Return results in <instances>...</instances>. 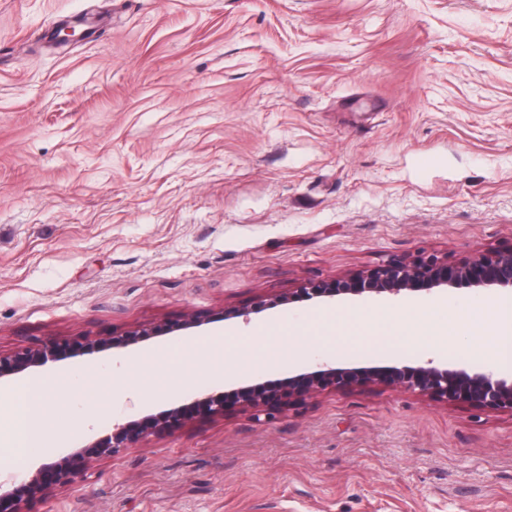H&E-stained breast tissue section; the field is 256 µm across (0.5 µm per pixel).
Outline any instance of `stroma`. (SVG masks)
<instances>
[{"mask_svg":"<svg viewBox=\"0 0 512 512\" xmlns=\"http://www.w3.org/2000/svg\"><path fill=\"white\" fill-rule=\"evenodd\" d=\"M83 16L90 35L47 38ZM511 249L512 0H0V351L173 328L34 369L68 384L0 475L117 423L189 417L29 512H512L510 411L381 384L270 417L202 403L326 363L511 378L512 362L429 344L431 305L464 324L508 290L301 293ZM244 336L266 352L253 370L233 345L219 375L201 359L156 392L136 376L144 355L171 372L186 346Z\"/></svg>","mask_w":512,"mask_h":512,"instance_id":"stroma-1","label":"stroma"}]
</instances>
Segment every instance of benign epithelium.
<instances>
[{"label": "benign epithelium", "instance_id": "7a95c632", "mask_svg": "<svg viewBox=\"0 0 512 512\" xmlns=\"http://www.w3.org/2000/svg\"><path fill=\"white\" fill-rule=\"evenodd\" d=\"M440 286L512 289V250L482 254L459 264H450L436 256L411 261L394 260L364 274L317 282L301 289V293L308 297L363 293L397 296L404 291H431ZM150 335L152 332L146 329L131 330L105 339L84 336L71 343L52 341L8 354L0 352V379L56 362L74 351L125 348ZM369 383L418 391L446 402H467L480 408L512 412V379H495L489 373L451 370L432 359L417 366L383 371L327 366L288 381V390L284 392L277 391L272 384H261L243 391L234 401L223 395L211 396L206 405L213 415H221L234 405L256 410L268 405L289 406L328 388L351 390ZM184 419L186 415L182 411L171 409L159 415L117 424L111 434L76 449L67 457L43 464L27 480L11 486L0 483V512H27L25 507L30 501L47 496L57 487L71 484L90 461L112 457L131 443L147 435L160 434Z\"/></svg>", "mask_w": 512, "mask_h": 512}]
</instances>
